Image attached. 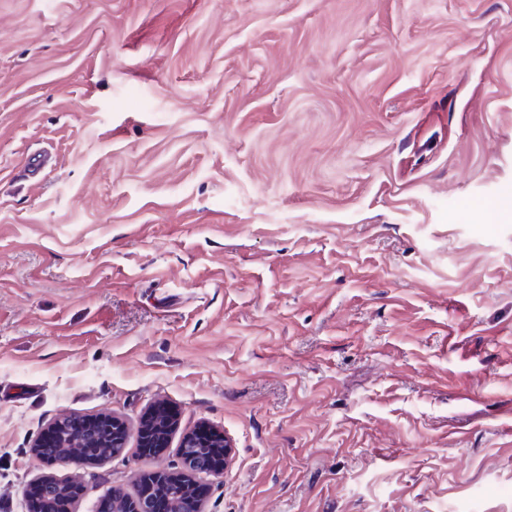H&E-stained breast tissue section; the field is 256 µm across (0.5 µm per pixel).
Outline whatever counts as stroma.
Returning a JSON list of instances; mask_svg holds the SVG:
<instances>
[{
    "mask_svg": "<svg viewBox=\"0 0 512 512\" xmlns=\"http://www.w3.org/2000/svg\"><path fill=\"white\" fill-rule=\"evenodd\" d=\"M201 426L199 512H512V0H0V512ZM148 421L149 427L142 434L140 443V446L144 448H140V451L144 454H154L167 447L168 435L173 427L175 414L167 407L156 405L148 414ZM79 427L81 430H84L87 436L95 437L97 433H102L103 431L112 434V441L106 439L108 445L106 447H79L76 448L77 456L87 458H105L109 457L122 447L118 446L123 444L124 442V431L123 425L115 420L110 419L109 417L102 416L98 419H93L89 421H85L82 423L74 424ZM112 442V445H111ZM113 447V448H112ZM61 430H65V426L61 424V421L54 422L37 446V448H41V450L42 448H46V451L49 452L51 456L55 457V460L71 457L70 449L68 448H74L73 440L66 437ZM224 437L218 433H213L209 429L202 428L197 430L194 433L188 434L185 436L182 448H188L190 446L193 447H202V448H193L196 449V452L201 453L202 455H210L217 451V455L219 457L218 462L221 457L224 455V458L227 456L228 445L225 442ZM208 447H218V448H208ZM224 448V450H223Z\"/></svg>",
    "mask_w": 512,
    "mask_h": 512,
    "instance_id": "35a3bbf8",
    "label": "stroma"
}]
</instances>
